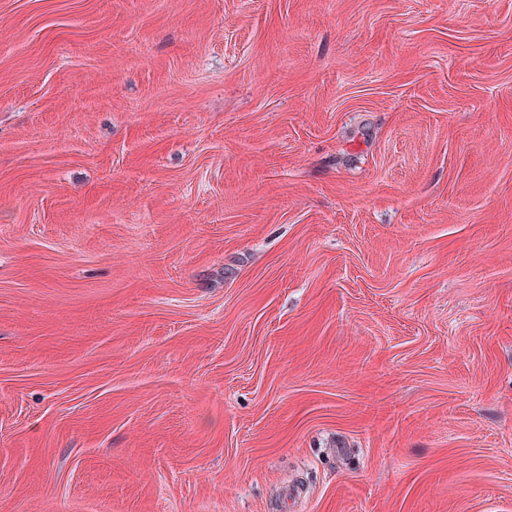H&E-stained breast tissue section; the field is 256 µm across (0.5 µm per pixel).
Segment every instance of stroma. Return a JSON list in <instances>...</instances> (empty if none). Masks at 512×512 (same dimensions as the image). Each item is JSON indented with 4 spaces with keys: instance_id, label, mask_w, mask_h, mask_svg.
I'll use <instances>...</instances> for the list:
<instances>
[{
    "instance_id": "35a3bbf8",
    "label": "stroma",
    "mask_w": 512,
    "mask_h": 512,
    "mask_svg": "<svg viewBox=\"0 0 512 512\" xmlns=\"http://www.w3.org/2000/svg\"><path fill=\"white\" fill-rule=\"evenodd\" d=\"M0 512H512V0H0Z\"/></svg>"
}]
</instances>
